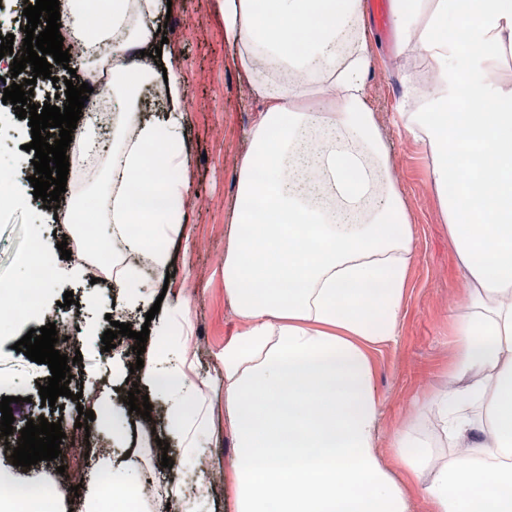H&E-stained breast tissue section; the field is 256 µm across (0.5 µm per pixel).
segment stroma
I'll use <instances>...</instances> for the list:
<instances>
[{
	"mask_svg": "<svg viewBox=\"0 0 512 512\" xmlns=\"http://www.w3.org/2000/svg\"><path fill=\"white\" fill-rule=\"evenodd\" d=\"M169 24L172 31L167 38L177 50L176 63L188 84L191 165L186 222L191 237L172 243L173 275L167 280L156 279L153 291L164 296L161 314H174L181 303H188V347L196 369L217 381L221 378L224 345L242 328L224 292V252L230 241L239 163L261 102L231 64L233 49L224 40V21L216 13L213 0H177ZM368 36L374 51L367 76L368 97L390 149L389 174L402 195L414 232L397 334L390 342L368 349L381 401L375 449L382 465L399 484L409 512H433L423 483L409 477L393 438L411 426L432 430L431 418L419 416L417 406L421 398L448 386L454 361L452 324L465 308L468 289L457 268L448 227L431 184L427 148L395 120L401 102L410 94L406 74L416 73L427 85L432 81L433 67L425 59L399 53L392 18L369 16ZM31 140L25 120L16 116L11 104L0 103V160L28 173L30 154L24 146ZM54 213L39 199L0 207V282L12 283L24 276L34 243L47 248L52 267V277L42 289L38 305L17 317L7 336L0 338V397H16L12 409L17 430L28 420L42 417L61 423L68 431L78 416L71 397H58L54 408L42 405L39 387L47 383L49 367L30 361L14 349L30 329L51 322L72 334L84 364L69 388L72 394L96 390L107 405L113 399V365L119 362L127 366L134 361L130 355L115 359L113 353L103 350L101 337L111 327L106 315L120 291L110 282L93 281L91 271L78 258H61L57 245L62 237L70 235L71 227L56 222ZM68 291L75 303L65 307L61 300ZM149 402L150 419L133 413L126 417L135 429L128 445L143 459L138 480L149 491L140 501L142 512H167L166 488L174 470L188 472L198 468L200 462L180 456L176 468L162 467L157 441L165 436L168 406L155 394L150 395ZM209 418L211 437L204 454L223 488L222 494L215 496L212 509L236 512L232 469L235 436L224 410L223 391H216ZM89 432L87 456L81 464H72L62 455L15 469L29 485L54 484L61 495L62 512H86L87 499L103 492L90 474L97 458L107 454L112 445V425L97 419L90 422Z\"/></svg>",
	"mask_w": 512,
	"mask_h": 512,
	"instance_id": "1",
	"label": "stroma"
}]
</instances>
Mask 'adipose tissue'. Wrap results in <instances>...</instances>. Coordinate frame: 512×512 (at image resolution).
Masks as SVG:
<instances>
[{"label":"adipose tissue","instance_id":"1","mask_svg":"<svg viewBox=\"0 0 512 512\" xmlns=\"http://www.w3.org/2000/svg\"><path fill=\"white\" fill-rule=\"evenodd\" d=\"M216 0L234 67L263 103L238 170L236 226L224 288L242 330L224 346V407L235 433L236 512H408L375 440L380 401L367 347L392 340L413 233L388 174L367 104L371 52L365 0ZM167 0H108L104 16L68 0L66 24L86 50L77 64L108 80L112 146L88 124L75 149L106 157L98 194L81 202L104 221L123 259L116 321L152 304L149 274L185 239L187 81L167 65L155 121L139 111L152 78L137 61ZM400 50L431 62L435 82L397 121L427 147L440 212L470 293L454 327L446 391L422 404L441 436L412 429L394 445L424 481L434 512H512V0H394ZM144 190L156 205H133ZM141 225L140 235L129 233ZM187 312L159 321L134 382L165 395L168 437L185 455L209 438L214 385L175 337ZM125 406L112 405L118 456L94 475L136 485L124 450ZM449 442L452 453L439 451Z\"/></svg>","mask_w":512,"mask_h":512}]
</instances>
